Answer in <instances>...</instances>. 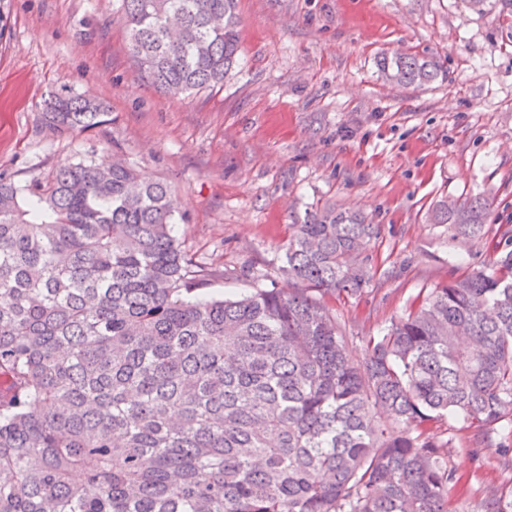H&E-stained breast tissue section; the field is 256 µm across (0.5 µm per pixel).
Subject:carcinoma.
Listing matches in <instances>:
<instances>
[{
  "label": "carcinoma",
  "instance_id": "carcinoma-1",
  "mask_svg": "<svg viewBox=\"0 0 512 512\" xmlns=\"http://www.w3.org/2000/svg\"><path fill=\"white\" fill-rule=\"evenodd\" d=\"M238 0H121L129 50L159 91L224 84L239 62ZM427 84L432 58L379 61ZM106 107L49 97L64 134ZM476 198L432 219L486 234ZM177 202L118 159L0 178V512H448L459 477L439 423L499 436L509 490L458 512H512V250L428 293L367 339L355 365L321 303L372 280L379 228L334 206L293 225L291 291L202 298L215 274L173 234Z\"/></svg>",
  "mask_w": 512,
  "mask_h": 512
}]
</instances>
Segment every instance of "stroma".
Returning <instances> with one entry per match:
<instances>
[{
	"mask_svg": "<svg viewBox=\"0 0 512 512\" xmlns=\"http://www.w3.org/2000/svg\"><path fill=\"white\" fill-rule=\"evenodd\" d=\"M120 0H8L0 33V176L47 179L61 164L121 159L167 182L182 248L213 268L288 288V226L324 203L379 225L374 278L324 304L354 362L421 291L492 271L512 230V12L463 0H238L241 59L222 88L157 92L127 48ZM440 60L447 78L385 83L383 56ZM106 103L103 125L54 133L49 94ZM489 204L483 239L460 243L430 215L443 202ZM479 422L451 440L456 499L502 485Z\"/></svg>",
	"mask_w": 512,
	"mask_h": 512,
	"instance_id": "35a3bbf8",
	"label": "stroma"
}]
</instances>
